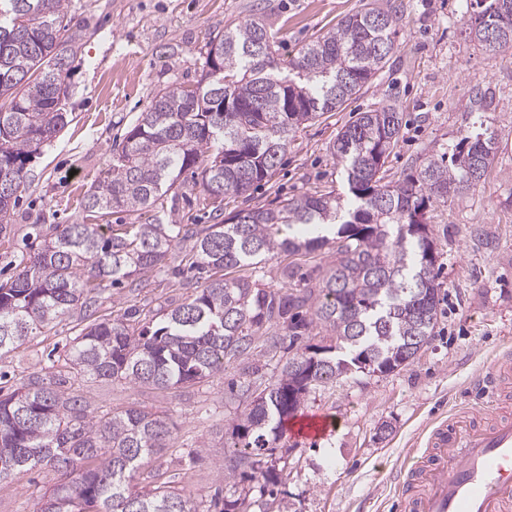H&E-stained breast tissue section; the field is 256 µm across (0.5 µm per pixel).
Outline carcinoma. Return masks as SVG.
Returning a JSON list of instances; mask_svg holds the SVG:
<instances>
[{"label": "carcinoma", "instance_id": "cac0c4a2", "mask_svg": "<svg viewBox=\"0 0 512 512\" xmlns=\"http://www.w3.org/2000/svg\"><path fill=\"white\" fill-rule=\"evenodd\" d=\"M67 0H0V233L6 229L27 166L71 122L64 109L70 59L82 36L64 22ZM468 36L491 53L512 49V0H472ZM390 4L345 15L332 30L283 65L264 18L229 22L210 33L205 65L192 87H160L148 109L112 148L106 178L90 186L81 207L103 219L112 210H156L186 171L200 172L215 223L202 231L171 219L128 224L105 235L100 224H58L39 250L0 284V356L36 331L82 309L87 323L60 368L90 379L157 388H188L224 373L257 341L275 347L324 334L277 367L231 425L228 461L267 481L277 476L275 444L310 390L356 368L363 354L388 374L415 355L438 321L437 248L427 214L492 165V137L465 136L431 157L415 175L387 179L401 113L392 105L361 112L330 146L345 183L342 194L283 198L246 206L224 218V196L248 200L274 176L288 137L340 109L384 68L395 50ZM470 103L489 110V89L476 84ZM336 224L329 241L315 233ZM186 239L208 273L181 304L142 325L132 315L95 318L90 308L106 280L159 269ZM334 244V260L303 289L268 291L227 271L281 254H309ZM61 372L34 371L0 393V481L51 464L60 483L37 512H248L245 499L218 495L206 507L163 487H138L144 464L173 445L166 417L129 407L100 414L91 398L65 388Z\"/></svg>", "mask_w": 512, "mask_h": 512}]
</instances>
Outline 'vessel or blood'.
Instances as JSON below:
<instances>
[{
    "label": "vessel or blood",
    "mask_w": 512,
    "mask_h": 512,
    "mask_svg": "<svg viewBox=\"0 0 512 512\" xmlns=\"http://www.w3.org/2000/svg\"><path fill=\"white\" fill-rule=\"evenodd\" d=\"M472 383L480 404L434 423L423 450L397 471L399 512H512V350L497 353ZM333 427L316 412L290 430L317 436Z\"/></svg>",
    "instance_id": "1"
}]
</instances>
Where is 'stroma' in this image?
I'll return each mask as SVG.
<instances>
[{
  "mask_svg": "<svg viewBox=\"0 0 512 512\" xmlns=\"http://www.w3.org/2000/svg\"><path fill=\"white\" fill-rule=\"evenodd\" d=\"M369 0H69L68 15L83 28L71 62L67 109L75 119L31 162L28 182L0 233V283L42 243L54 225L83 221L85 191L105 178L112 146L148 107L160 86L195 83L210 32L258 13L277 32L282 59L326 32ZM397 9V49L372 84L345 108L293 133L271 181L250 201L268 207L276 198L344 192L330 146L342 126L361 111L385 104L402 114L399 143L386 165L390 177L415 174L423 161L462 137L486 133L496 156L476 185L436 204L429 213L438 252L441 315L435 335L409 363L382 375L355 370L314 387L302 413L322 412L336 425L323 436L284 434L277 453L285 467L276 483L224 477V433L244 410L234 385L270 379L275 364L256 356L228 364L223 375L189 388L161 389L97 382L69 375L66 386L91 396L99 412L135 406L168 417L174 444L135 475L141 484L175 488L194 500L215 490L225 499L246 497L250 512H397L386 474L421 447L425 428L449 410L471 402L468 380L494 350L512 345V51L490 54L465 32L466 0H390ZM489 87L488 111L468 106L474 84ZM201 187L184 173L164 198L179 223H203ZM190 242L168 263L144 273L143 288L103 282L95 304L102 318L134 312L145 322L191 296ZM331 247L301 257L279 255L248 269L263 287H300L332 260ZM296 276L283 277L285 267ZM84 323L74 314L37 331L0 357V389L10 391L57 360V349ZM50 466L0 482V512H36L59 482Z\"/></svg>",
  "mask_w": 512,
  "mask_h": 512,
  "instance_id": "stroma-1",
  "label": "stroma"
}]
</instances>
